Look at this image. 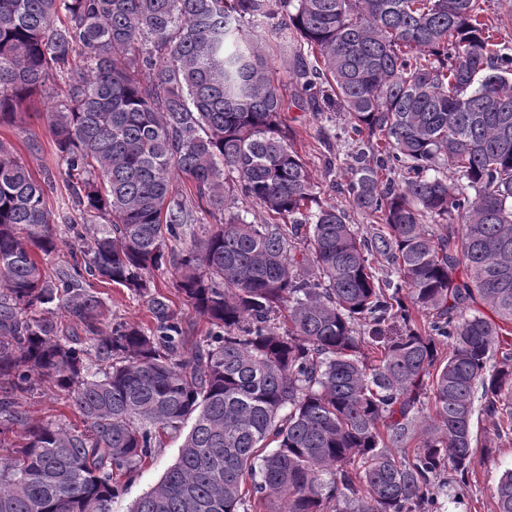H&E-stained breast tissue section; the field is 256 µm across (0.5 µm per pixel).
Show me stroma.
Here are the masks:
<instances>
[{
  "label": "stroma",
  "mask_w": 512,
  "mask_h": 512,
  "mask_svg": "<svg viewBox=\"0 0 512 512\" xmlns=\"http://www.w3.org/2000/svg\"><path fill=\"white\" fill-rule=\"evenodd\" d=\"M272 45V73L284 88L285 109L281 114L284 128L293 133L296 147L308 164L322 201L346 210L351 223L366 226L370 222L369 217L351 208L348 197L341 190L347 179L342 163L348 153L347 146L338 140L324 145L320 114L298 101L292 80L296 48L293 37L275 36ZM0 141L14 150L37 180L52 179L53 185L46 196L47 203L53 212L66 210L69 202L59 174L61 162L42 114L24 112L14 124L0 126ZM329 155L341 160L340 165L331 172L325 168V158ZM153 278L182 323L186 336L185 350H192L194 344L208 334L209 323L183 300L175 287L171 270L163 268L155 271ZM93 290L104 301V324L125 321L151 327L152 318L144 298L134 295L127 288L99 282L94 283ZM23 404L31 418L43 423L76 425L80 422V415L70 401L50 384L43 385L36 394L24 398ZM474 432L479 440H492L493 445L476 448L465 482L448 486L446 494L441 497L444 512H497V483L505 470L512 469V434L497 435L493 419L480 411L474 415ZM179 446V440H168L134 473L121 477L123 490L113 499L112 512H129L136 500L152 490L175 463Z\"/></svg>",
  "instance_id": "obj_1"
}]
</instances>
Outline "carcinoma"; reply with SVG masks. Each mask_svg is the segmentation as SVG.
I'll return each instance as SVG.
<instances>
[{
	"label": "carcinoma",
	"instance_id": "cac0c4a2",
	"mask_svg": "<svg viewBox=\"0 0 512 512\" xmlns=\"http://www.w3.org/2000/svg\"><path fill=\"white\" fill-rule=\"evenodd\" d=\"M484 5L0 0V125L49 101L83 219L80 258L51 278L37 256L63 246L67 216L0 142V437H18L0 512H110L114 473L181 433L131 512H439L472 464L475 399L512 431V47ZM286 31L299 100L347 115L325 116V139L351 147L343 192L363 230L318 201L282 126L268 36ZM179 177L270 221L231 212L198 236ZM165 265L212 326L187 359L151 280ZM92 279L147 299L153 327H100ZM43 380L83 428L30 420L21 397ZM496 499L512 512V470ZM228 211L240 212L244 214L248 221L255 224H263L267 219V215L263 209L250 201L243 199L241 196L229 197L226 201ZM226 210V213H228Z\"/></svg>",
	"mask_w": 512,
	"mask_h": 512
}]
</instances>
